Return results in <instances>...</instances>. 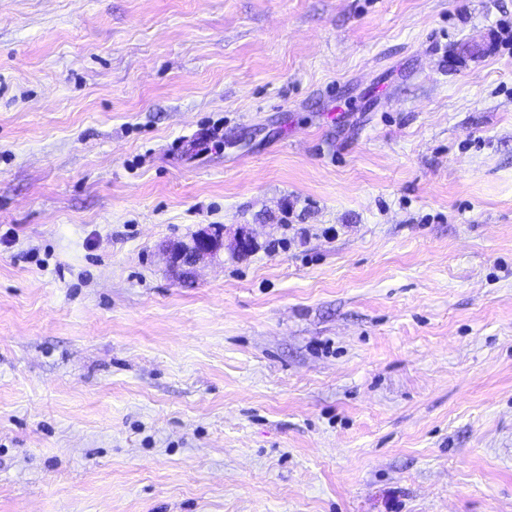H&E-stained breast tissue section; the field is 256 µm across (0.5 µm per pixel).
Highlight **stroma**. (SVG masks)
Here are the masks:
<instances>
[{
    "label": "stroma",
    "instance_id": "obj_1",
    "mask_svg": "<svg viewBox=\"0 0 512 512\" xmlns=\"http://www.w3.org/2000/svg\"><path fill=\"white\" fill-rule=\"evenodd\" d=\"M0 512H512V0H0ZM224 249V242L211 234H200L192 246L175 245L168 250V259L174 266L194 267L200 260L212 257Z\"/></svg>",
    "mask_w": 512,
    "mask_h": 512
}]
</instances>
